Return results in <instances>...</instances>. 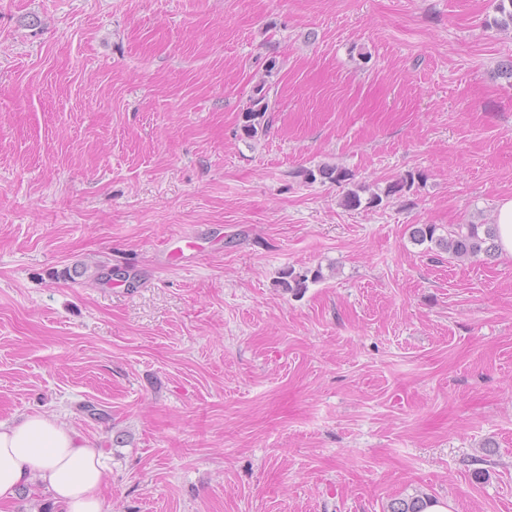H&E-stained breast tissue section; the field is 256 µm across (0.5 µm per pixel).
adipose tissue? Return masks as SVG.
Returning a JSON list of instances; mask_svg holds the SVG:
<instances>
[{
    "label": "adipose tissue",
    "instance_id": "ef3b65f1",
    "mask_svg": "<svg viewBox=\"0 0 512 512\" xmlns=\"http://www.w3.org/2000/svg\"><path fill=\"white\" fill-rule=\"evenodd\" d=\"M104 475L100 450L56 419L36 413L0 423V502L32 485L47 491L64 512H102Z\"/></svg>",
    "mask_w": 512,
    "mask_h": 512
}]
</instances>
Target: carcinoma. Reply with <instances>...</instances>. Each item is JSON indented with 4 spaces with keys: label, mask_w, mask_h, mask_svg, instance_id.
Instances as JSON below:
<instances>
[{
    "label": "carcinoma",
    "mask_w": 512,
    "mask_h": 512,
    "mask_svg": "<svg viewBox=\"0 0 512 512\" xmlns=\"http://www.w3.org/2000/svg\"><path fill=\"white\" fill-rule=\"evenodd\" d=\"M496 12L499 17L493 19L496 27L506 30L512 28V0H497ZM278 73L276 61H270L266 66V73L253 87L248 103L243 112V134L252 139L268 128L271 123V112L274 105L270 99L272 83L270 78ZM306 180L311 183L345 184L352 180V174L339 166L324 165L316 169L305 171ZM424 182L425 176L420 172H409L387 186L384 194L373 193L367 200H362L358 192L351 190L344 197V205L356 209L361 204L377 207L383 198L401 196L409 192L415 182ZM411 238L418 245H427V251L436 254L446 253L454 259L477 258L480 255L492 257L496 253L494 244V225L492 224H450L442 227L437 224H417L412 228ZM323 278L319 269L297 273L288 270L282 277V287L293 293L306 288L310 280L317 281ZM429 497L416 494L407 498L394 500L388 506V512H424Z\"/></svg>",
    "instance_id": "cac0c4a2"
}]
</instances>
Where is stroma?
<instances>
[{
  "label": "stroma",
  "instance_id": "obj_1",
  "mask_svg": "<svg viewBox=\"0 0 512 512\" xmlns=\"http://www.w3.org/2000/svg\"><path fill=\"white\" fill-rule=\"evenodd\" d=\"M495 0H0V421L103 451V512H512ZM276 58L274 121L242 112ZM348 169L380 193L350 209ZM111 271L94 279L96 269ZM321 269L301 293L288 269ZM106 412L91 418L87 406ZM306 180L316 182L320 180L322 183L332 184H348L352 180V174L346 168L332 165L320 166L317 169H309L305 171ZM494 224L497 227L500 251L512 257V199L499 202ZM494 224H448V228L437 224H416L412 228L414 243H427L426 250L448 254L454 259L492 257L496 253ZM430 497L416 494L407 498L394 500L388 506V512H453V504L451 501L437 500L430 502ZM428 507L425 509V507Z\"/></svg>",
  "mask_w": 512,
  "mask_h": 512
}]
</instances>
